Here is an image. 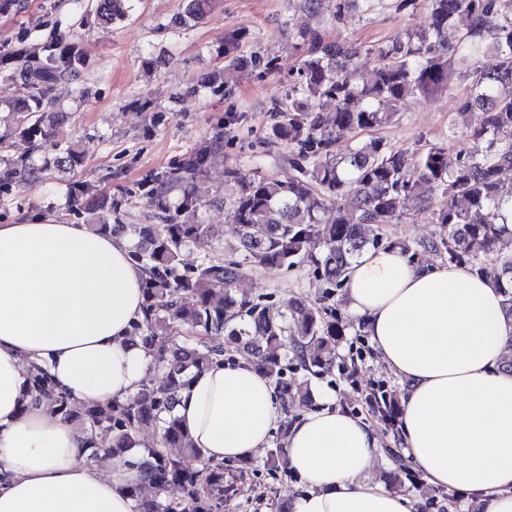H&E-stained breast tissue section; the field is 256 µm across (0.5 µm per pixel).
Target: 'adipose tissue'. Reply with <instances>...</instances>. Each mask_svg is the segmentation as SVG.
I'll return each instance as SVG.
<instances>
[{
  "label": "adipose tissue",
  "instance_id": "obj_1",
  "mask_svg": "<svg viewBox=\"0 0 512 512\" xmlns=\"http://www.w3.org/2000/svg\"><path fill=\"white\" fill-rule=\"evenodd\" d=\"M144 274L124 240L52 219L0 224V512H134L141 470L83 457L90 435L36 401L43 369L83 406L137 392L151 358L131 332L144 317ZM345 290L371 345L406 388L398 429L425 482L466 494L480 512H512V374L502 369L512 318L489 280L365 251ZM318 393L285 448L306 491L291 512H410L371 480L380 443L362 418ZM182 427L214 463L245 461L281 419L269 378L244 359L214 362L179 397Z\"/></svg>",
  "mask_w": 512,
  "mask_h": 512
}]
</instances>
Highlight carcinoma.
Wrapping results in <instances>:
<instances>
[{
    "label": "carcinoma",
    "mask_w": 512,
    "mask_h": 512,
    "mask_svg": "<svg viewBox=\"0 0 512 512\" xmlns=\"http://www.w3.org/2000/svg\"><path fill=\"white\" fill-rule=\"evenodd\" d=\"M133 2L95 0L94 10L108 24L126 18ZM208 4L185 0L182 21L201 20ZM424 8V26L378 48L376 64L368 69L347 65L360 47L325 42L316 32L301 34L311 46L310 55L293 89L295 97L274 127L276 137L296 152L293 172L285 179L262 175L243 182L226 200L235 214L238 240L224 254L206 255L191 266L180 259L186 248L220 237L216 225L201 220L203 204L193 187L218 141L201 144L155 188L163 201L172 187H180L175 217L133 226L129 234L137 239L132 259L146 273L145 315L134 325V335L163 371L161 384L147 378L130 400L72 413L67 393L44 370L33 374L37 401L68 421L81 418L95 436V455L132 448L138 432L158 430V446L147 450L140 465L154 496L139 500V512H210L212 494L224 493L218 478L201 484L200 471L193 467L200 451L175 416L192 372L224 357V345L213 340L227 337L238 356L272 379L284 405L298 412L315 406L309 377L329 369L351 329L327 301L334 289L343 287L352 261L365 249L398 247L418 263L438 260L488 277L502 289L503 307L512 316V142L498 138L500 129L512 127V0H424ZM461 16L469 20L467 29L459 44L450 47L448 28ZM487 53L494 62L484 66L481 57ZM15 59L23 63L20 76L28 91L13 101L12 110L30 144L48 119L43 107L48 85L76 72L83 57L76 44L59 52L50 43L32 64L20 52ZM458 59L468 63L464 76L470 79V94L459 113L469 147L460 151L454 166H448L447 149L436 143L413 153L381 139L336 149L337 133L391 124L407 99L447 85ZM323 96L336 99L333 128L315 111V100ZM476 110L483 118L473 126L467 116ZM53 150L58 166L82 154L68 141L53 143ZM42 171L27 163L12 168L0 177V190ZM409 199L430 223L439 225L435 236L414 244L383 233L386 225L401 219V204ZM306 262L312 265L318 292L313 304L299 297L265 303L240 291L253 270H290ZM186 294L192 301H185ZM290 362L308 377L288 378ZM368 403L381 422L395 427L399 403L385 385L373 389ZM168 448L179 449V454L167 456ZM387 452L397 470L393 488L408 483L420 489L419 474L392 449ZM171 484L189 487L190 502L163 503L160 496Z\"/></svg>",
    "instance_id": "cac0c4a2"
}]
</instances>
